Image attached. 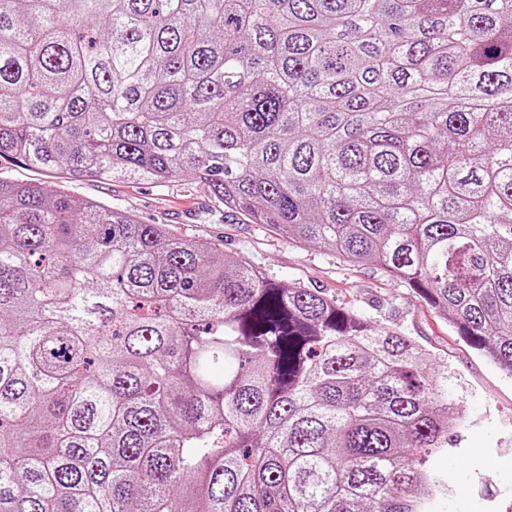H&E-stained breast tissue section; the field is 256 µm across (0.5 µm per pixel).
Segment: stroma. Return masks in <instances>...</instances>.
<instances>
[{
  "mask_svg": "<svg viewBox=\"0 0 512 512\" xmlns=\"http://www.w3.org/2000/svg\"><path fill=\"white\" fill-rule=\"evenodd\" d=\"M66 189L136 214L143 223L168 225L177 236L220 244L274 279L327 293L372 325L411 337L447 365L445 389L459 416L447 456L432 459L448 471V496L435 503V512H512V378L399 280L375 265H349L289 241L269 225L220 208L190 183L82 180Z\"/></svg>",
  "mask_w": 512,
  "mask_h": 512,
  "instance_id": "1",
  "label": "stroma"
}]
</instances>
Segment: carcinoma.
<instances>
[{
  "label": "carcinoma",
  "mask_w": 512,
  "mask_h": 512,
  "mask_svg": "<svg viewBox=\"0 0 512 512\" xmlns=\"http://www.w3.org/2000/svg\"><path fill=\"white\" fill-rule=\"evenodd\" d=\"M0 159L188 177L512 377V0H0ZM446 378L218 244L0 179V512H431Z\"/></svg>",
  "instance_id": "1"
}]
</instances>
